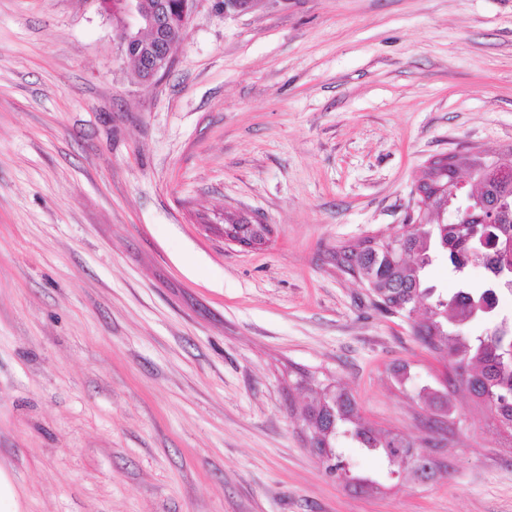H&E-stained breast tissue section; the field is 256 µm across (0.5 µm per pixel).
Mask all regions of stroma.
Segmentation results:
<instances>
[{
	"label": "stroma",
	"instance_id": "stroma-1",
	"mask_svg": "<svg viewBox=\"0 0 512 512\" xmlns=\"http://www.w3.org/2000/svg\"><path fill=\"white\" fill-rule=\"evenodd\" d=\"M121 21L0 0V512H512V438L420 400L442 362L331 259L406 223L433 156L512 148V0H196L152 84ZM328 384L434 480L347 439L383 492L327 475Z\"/></svg>",
	"mask_w": 512,
	"mask_h": 512
}]
</instances>
